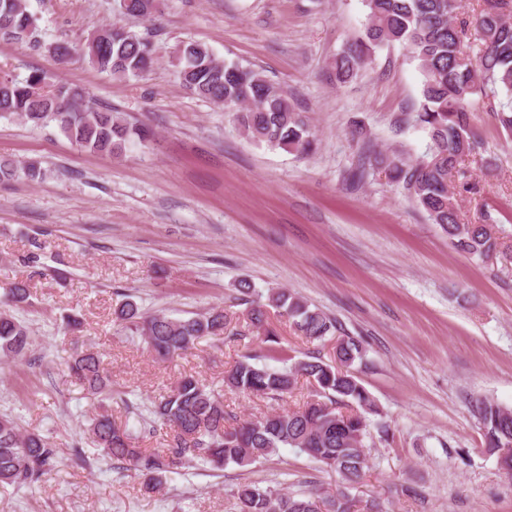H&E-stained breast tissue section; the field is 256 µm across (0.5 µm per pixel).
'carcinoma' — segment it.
Returning a JSON list of instances; mask_svg holds the SVG:
<instances>
[{"label": "carcinoma", "mask_w": 512, "mask_h": 512, "mask_svg": "<svg viewBox=\"0 0 512 512\" xmlns=\"http://www.w3.org/2000/svg\"><path fill=\"white\" fill-rule=\"evenodd\" d=\"M476 19L479 44L467 36L468 22L457 18L456 0H366L368 23L363 36L348 44L332 63L336 81L346 83L357 76L383 45L399 43L418 62L423 75L421 101L415 123L429 138L428 151L411 159L399 153L378 152L367 162L384 171L388 180L403 185L410 199L448 236L450 243L479 261L509 258V245L493 232L490 211L483 223L468 224L461 218L452 182L471 189L466 161L477 158L485 167L496 158L485 157L484 143L472 125L474 99L489 105L502 130L512 137V0H484ZM159 0H118L119 12L127 17L149 19ZM34 20L23 0H0V36L13 38L32 27ZM92 67L126 80L146 72L154 60L150 41L113 26L101 29L81 47ZM181 84L192 94L233 112L238 129L247 139L273 149L309 155L317 142L307 116L296 111L287 93L264 73L250 66L218 59L200 42L177 48L172 60ZM506 92L507 101L498 100ZM19 117L35 126L53 122L79 147L93 153L122 156L134 140L146 139L109 109L83 101L82 93L65 84L46 82L33 72L19 81L0 76V118ZM35 180L43 170L30 163L22 168L15 161L0 159V181L18 172ZM249 326L270 343L266 357L281 368L260 366L256 356L245 353L224 376V385L240 393L277 400L290 393L298 377L313 386L309 399L297 410L270 413L243 420L233 427L224 401L195 376H182L159 401L146 408L147 420L174 429L166 448L148 451L135 444L133 429L118 424L107 412L97 414L88 428L91 442L104 455L124 462L148 476V487L160 484L159 474L178 466L188 457L216 467L230 463L246 467L278 454L282 448H297L323 467L337 472L346 482L361 478L367 464L365 440L369 435L365 413L374 402L353 370L363 359V343L339 335L336 318L311 306L303 297L285 289L271 291L266 301L246 300ZM288 319L295 335L308 343L334 342L335 363L319 356L297 359L293 350L279 345L268 323V308ZM115 320L130 326L147 348L161 359H172L194 347L203 336L228 331L231 317L217 306L191 318L146 314L127 300L114 310ZM27 325L14 315L0 312V357L21 358L30 350ZM74 378L93 395L112 393L110 379L100 357L93 351L71 356ZM478 413L487 447L500 455L512 451V409L483 401ZM58 451L38 432H23L8 415L0 416V484L26 486L57 467ZM237 512H350L347 495L295 497L252 483L238 486Z\"/></svg>", "instance_id": "carcinoma-1"}]
</instances>
